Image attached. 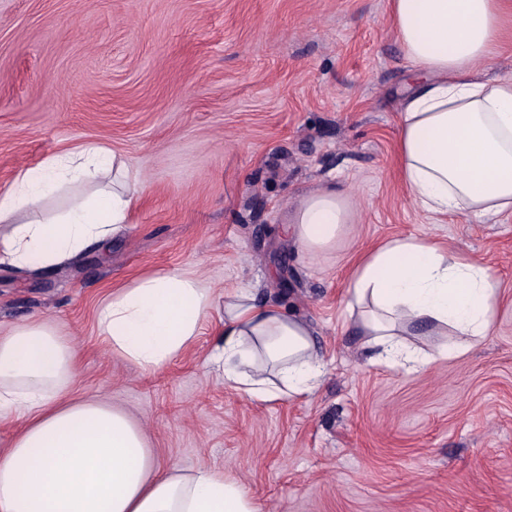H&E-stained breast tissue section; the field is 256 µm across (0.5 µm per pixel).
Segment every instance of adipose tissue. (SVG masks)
Here are the masks:
<instances>
[{"instance_id": "obj_1", "label": "adipose tissue", "mask_w": 512, "mask_h": 512, "mask_svg": "<svg viewBox=\"0 0 512 512\" xmlns=\"http://www.w3.org/2000/svg\"><path fill=\"white\" fill-rule=\"evenodd\" d=\"M396 39L410 65L397 154L406 201L437 216L512 214V77H484L512 31V0H390ZM103 180L91 196L46 216L66 184ZM146 189L129 159L89 142L15 176L0 194V262L51 267L128 223ZM354 208L328 184L303 196L284 228L309 257L335 246ZM500 283L478 260L418 236L384 240L355 265L343 301L345 330L379 362L428 367L412 329L458 336L463 352L488 336ZM224 307V328L205 364L250 398L314 393L326 373L309 325L239 288L217 301L194 272L146 273L96 311L102 343L141 371L190 349L201 322ZM81 355L45 318L0 331V419L23 426L0 448V512H261L243 485L207 466L160 465L144 430L100 399H74Z\"/></svg>"}]
</instances>
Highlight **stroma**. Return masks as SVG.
Returning a JSON list of instances; mask_svg holds the SVG:
<instances>
[{
  "label": "stroma",
  "mask_w": 512,
  "mask_h": 512,
  "mask_svg": "<svg viewBox=\"0 0 512 512\" xmlns=\"http://www.w3.org/2000/svg\"><path fill=\"white\" fill-rule=\"evenodd\" d=\"M389 0H0V192L84 142L130 158L147 189L104 246L47 269L0 263V326L53 320L82 353L77 397L135 417L158 462L237 478L262 512H512V216L413 210L398 180L409 64ZM337 180L355 221L303 257L281 232ZM426 236L501 282L484 341L410 371L371 364L343 326L367 245ZM203 274L292 308L328 363L318 391L261 402L209 374L218 316L192 353L141 372L95 314L146 272Z\"/></svg>",
  "instance_id": "obj_1"
}]
</instances>
